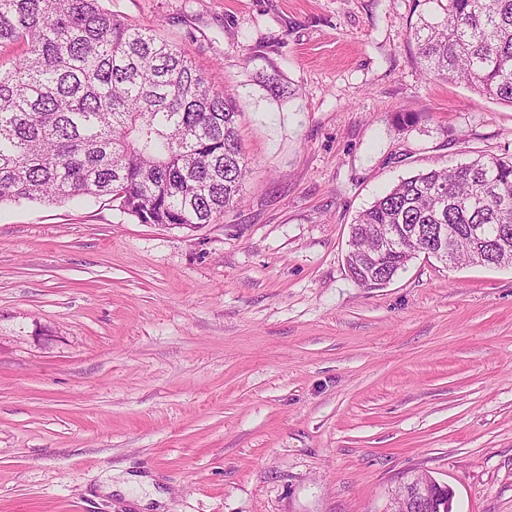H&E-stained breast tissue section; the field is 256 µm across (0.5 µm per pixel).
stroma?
<instances>
[{"mask_svg":"<svg viewBox=\"0 0 512 512\" xmlns=\"http://www.w3.org/2000/svg\"><path fill=\"white\" fill-rule=\"evenodd\" d=\"M240 104L241 203L194 231L0 203V512H385L404 474L512 512V267L345 265L401 179L512 157L423 73L414 0H101Z\"/></svg>","mask_w":512,"mask_h":512,"instance_id":"stroma-1","label":"stroma"}]
</instances>
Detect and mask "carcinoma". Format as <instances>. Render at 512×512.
Instances as JSON below:
<instances>
[{"label":"carcinoma","mask_w":512,"mask_h":512,"mask_svg":"<svg viewBox=\"0 0 512 512\" xmlns=\"http://www.w3.org/2000/svg\"><path fill=\"white\" fill-rule=\"evenodd\" d=\"M409 36L429 74L512 105V0H416ZM25 52L0 74V203L104 199L142 224L196 229L242 200L247 164L235 96L189 55L99 0H0V44ZM449 262L512 266V159L477 158L401 180L350 225L353 281H391L428 246ZM394 227L402 248L374 256Z\"/></svg>","instance_id":"obj_1"}]
</instances>
